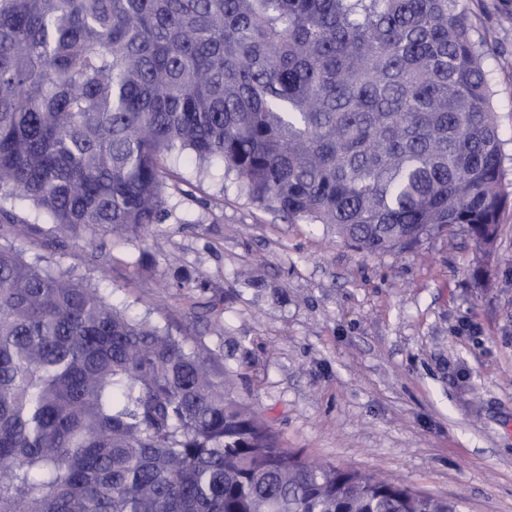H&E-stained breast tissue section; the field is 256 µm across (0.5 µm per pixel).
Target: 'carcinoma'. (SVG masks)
<instances>
[{
	"instance_id": "carcinoma-1",
	"label": "carcinoma",
	"mask_w": 512,
	"mask_h": 512,
	"mask_svg": "<svg viewBox=\"0 0 512 512\" xmlns=\"http://www.w3.org/2000/svg\"><path fill=\"white\" fill-rule=\"evenodd\" d=\"M490 56L466 0H0V512H465L280 447L207 346L27 260L7 203L103 253L184 156L364 254L490 244Z\"/></svg>"
}]
</instances>
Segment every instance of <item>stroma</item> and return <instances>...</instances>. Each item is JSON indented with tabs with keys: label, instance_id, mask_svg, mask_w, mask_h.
<instances>
[{
	"label": "stroma",
	"instance_id": "1",
	"mask_svg": "<svg viewBox=\"0 0 512 512\" xmlns=\"http://www.w3.org/2000/svg\"><path fill=\"white\" fill-rule=\"evenodd\" d=\"M487 62L512 181V0H467ZM161 248L39 230L27 257L76 267L137 317L217 353L235 394L279 446L342 469L458 498L467 512H512V203L492 249L434 236L362 254L323 224H289L221 170L178 161ZM206 281L178 287L175 270Z\"/></svg>",
	"mask_w": 512,
	"mask_h": 512
}]
</instances>
